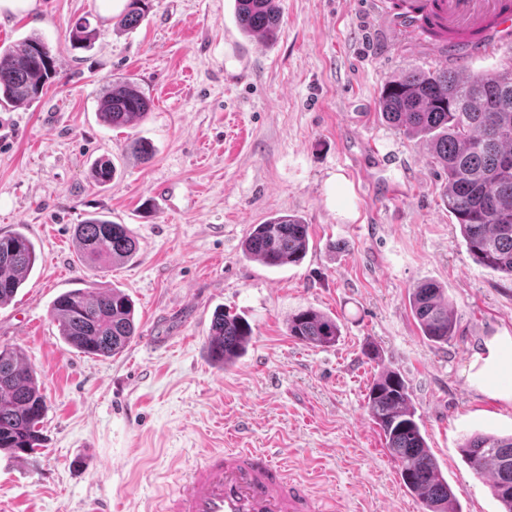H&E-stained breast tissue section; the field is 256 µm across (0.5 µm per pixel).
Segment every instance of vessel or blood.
<instances>
[{"instance_id": "b4317fda", "label": "vessel or blood", "mask_w": 512, "mask_h": 512, "mask_svg": "<svg viewBox=\"0 0 512 512\" xmlns=\"http://www.w3.org/2000/svg\"><path fill=\"white\" fill-rule=\"evenodd\" d=\"M368 2L387 32L425 49L433 43L418 17L429 16L448 34L449 61L463 70L473 56L512 39V0H419L414 14L393 12L386 0ZM329 501L305 480L287 476L270 451L227 448L184 469L150 512H327Z\"/></svg>"}]
</instances>
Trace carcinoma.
<instances>
[{
    "label": "carcinoma",
    "mask_w": 512,
    "mask_h": 512,
    "mask_svg": "<svg viewBox=\"0 0 512 512\" xmlns=\"http://www.w3.org/2000/svg\"><path fill=\"white\" fill-rule=\"evenodd\" d=\"M150 9L149 0H129L119 25L136 28ZM241 30L267 40L278 37L277 0H235ZM98 36L86 23L69 32L71 45L88 48ZM57 75L45 42L36 36L18 49L0 50V100L24 104L39 98ZM152 101L129 78L106 86L98 105L100 121L126 127L144 119ZM379 109L386 122L429 147L446 175L443 201L459 225L470 255L482 266L512 278V68L461 77L452 70L412 71L387 80ZM115 167L99 159L92 178L106 186ZM309 225L289 214L251 225L243 241L245 255L269 267L299 263L309 247ZM80 264L104 272L131 260L138 242L124 224L96 213L74 229ZM38 259L35 244L23 233L0 235V306L10 302ZM409 305L422 335L441 345L455 333L445 289L434 282L413 287ZM59 336L71 348L96 357L121 353L137 335L135 309L117 288L100 290L93 282L60 294L51 306ZM288 335L316 347H331L341 336L336 319L308 308L288 319ZM250 324L219 311L211 322V359L226 367L246 351ZM366 409L383 433L386 447L400 462L406 490L427 512H460L457 498L442 476L415 419L409 386L402 375L386 370L368 388ZM46 401L36 373L12 347H0V450L26 460L43 447ZM462 457L477 474L492 475L493 495L512 512V436L476 434L461 446Z\"/></svg>",
    "instance_id": "obj_1"
}]
</instances>
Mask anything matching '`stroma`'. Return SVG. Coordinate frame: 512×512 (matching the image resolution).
<instances>
[{
    "instance_id": "stroma-1",
    "label": "stroma",
    "mask_w": 512,
    "mask_h": 512,
    "mask_svg": "<svg viewBox=\"0 0 512 512\" xmlns=\"http://www.w3.org/2000/svg\"><path fill=\"white\" fill-rule=\"evenodd\" d=\"M364 2L278 0V38L263 43L242 33L234 0H152L130 31L117 28L127 0L108 15L98 0H37L0 17V48L41 36L58 72L38 99L0 106V232H23L38 254L0 307V346L21 352L47 404L36 460L0 452V512H84L94 498L145 512L182 464L220 448L277 449L337 512H425L365 409L384 369L408 383L462 512H502L460 447L512 434V403L466 376L491 337L512 334V279L472 259L442 201L443 171L379 110L386 80L444 61L381 35ZM82 18L99 31L87 49L68 39ZM119 77L153 107L112 128L97 104ZM135 138L151 144L149 162L130 154ZM101 157L116 167L105 187L90 177ZM95 212L139 243L96 278L135 305L137 335L110 358L70 349L50 316L87 274L73 230ZM279 212L309 224L310 245L299 264L269 268L242 242ZM422 282L447 290V344L428 342L411 312ZM219 308L253 330L226 368L207 353ZM306 308L336 318V345L289 336V317Z\"/></svg>"
}]
</instances>
